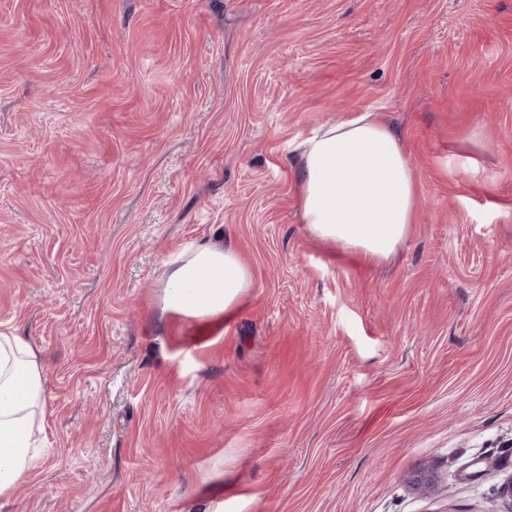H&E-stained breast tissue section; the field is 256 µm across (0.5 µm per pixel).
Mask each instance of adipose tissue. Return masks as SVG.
<instances>
[{"instance_id": "adipose-tissue-1", "label": "adipose tissue", "mask_w": 512, "mask_h": 512, "mask_svg": "<svg viewBox=\"0 0 512 512\" xmlns=\"http://www.w3.org/2000/svg\"><path fill=\"white\" fill-rule=\"evenodd\" d=\"M300 217L315 237L373 262L389 258L414 224L417 181L403 141L373 111L321 126L298 146ZM253 285L232 245L203 241L172 261L165 310L195 319L233 312ZM43 366L15 328L0 325V498L36 458L46 411Z\"/></svg>"}]
</instances>
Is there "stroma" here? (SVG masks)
<instances>
[{
  "label": "stroma",
  "mask_w": 512,
  "mask_h": 512,
  "mask_svg": "<svg viewBox=\"0 0 512 512\" xmlns=\"http://www.w3.org/2000/svg\"><path fill=\"white\" fill-rule=\"evenodd\" d=\"M367 109L418 189L378 264L299 217ZM204 240L218 325L159 287ZM1 323L46 412L0 512H512V0H0ZM252 285L251 270L232 245L199 242L165 271L164 310L214 319L233 312Z\"/></svg>",
  "instance_id": "35a3bbf8"
}]
</instances>
